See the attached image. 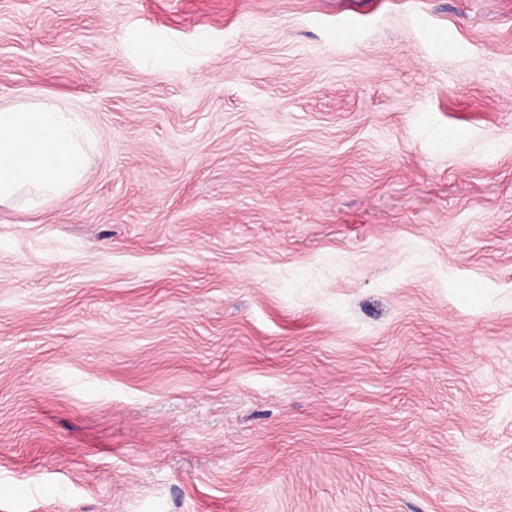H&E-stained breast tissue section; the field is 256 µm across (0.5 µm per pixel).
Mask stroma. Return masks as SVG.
<instances>
[{
  "label": "stroma",
  "instance_id": "obj_1",
  "mask_svg": "<svg viewBox=\"0 0 512 512\" xmlns=\"http://www.w3.org/2000/svg\"><path fill=\"white\" fill-rule=\"evenodd\" d=\"M31 98L0 512H512V0H0ZM94 134L49 98L0 104V206L38 210L89 171Z\"/></svg>",
  "mask_w": 512,
  "mask_h": 512
}]
</instances>
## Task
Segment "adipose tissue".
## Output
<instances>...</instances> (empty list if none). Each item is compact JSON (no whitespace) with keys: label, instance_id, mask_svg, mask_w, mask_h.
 Segmentation results:
<instances>
[{"label":"adipose tissue","instance_id":"ef3b65f1","mask_svg":"<svg viewBox=\"0 0 512 512\" xmlns=\"http://www.w3.org/2000/svg\"><path fill=\"white\" fill-rule=\"evenodd\" d=\"M94 134L49 98L0 104V206L39 209L89 171Z\"/></svg>","mask_w":512,"mask_h":512}]
</instances>
